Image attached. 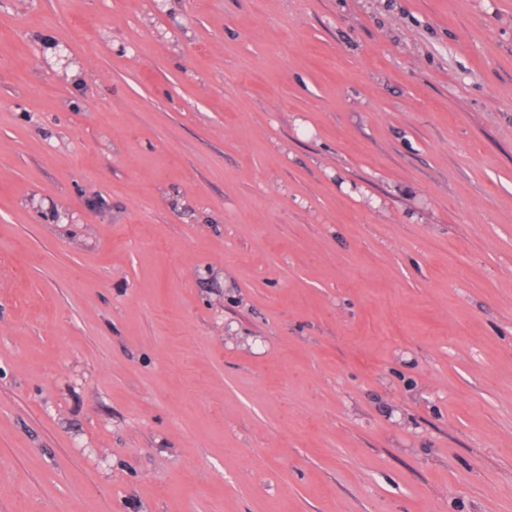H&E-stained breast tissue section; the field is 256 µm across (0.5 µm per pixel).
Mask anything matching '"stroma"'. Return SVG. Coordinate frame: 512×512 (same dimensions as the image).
Returning <instances> with one entry per match:
<instances>
[{"instance_id":"1","label":"stroma","mask_w":512,"mask_h":512,"mask_svg":"<svg viewBox=\"0 0 512 512\" xmlns=\"http://www.w3.org/2000/svg\"><path fill=\"white\" fill-rule=\"evenodd\" d=\"M0 512H512V0H0Z\"/></svg>"}]
</instances>
